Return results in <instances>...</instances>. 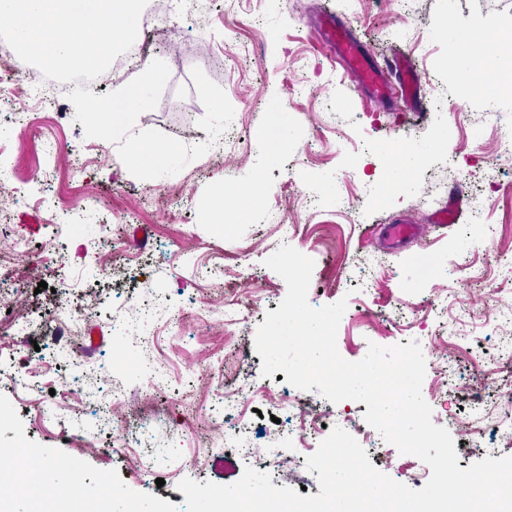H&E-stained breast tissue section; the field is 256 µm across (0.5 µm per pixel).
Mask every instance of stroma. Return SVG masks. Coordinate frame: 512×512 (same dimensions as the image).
<instances>
[{"label":"stroma","mask_w":512,"mask_h":512,"mask_svg":"<svg viewBox=\"0 0 512 512\" xmlns=\"http://www.w3.org/2000/svg\"><path fill=\"white\" fill-rule=\"evenodd\" d=\"M147 43L163 77L150 109L121 135L85 115L123 84L68 90L62 107L30 106L26 123L0 101V181L18 192L0 207V257L19 281L0 294L27 326L0 341V447L33 452L64 472L86 512H185L183 479L230 485L246 468L320 492L292 416L308 402L348 433L366 428L365 403L331 402L261 372L256 331L284 299L264 264L287 244L314 261L308 302L347 299L337 348L417 340L424 386L439 384L432 421L512 413V373L495 364L512 343V90L474 96L450 77L447 28L474 34L512 27V0H172ZM330 15L386 65L406 55L423 111L380 103L322 39ZM288 114V140L268 152L270 114ZM175 147L145 178L125 159L129 140ZM421 154L408 183L388 186L391 149ZM82 149L85 164L70 162ZM239 211L217 227L216 199ZM77 205L79 226L59 236L49 212ZM459 206L446 226L439 210ZM404 218L420 234L397 250L383 228ZM114 243L111 255L100 251ZM60 248L63 271L44 264ZM76 281L96 292L92 309ZM84 334H45L61 314ZM94 374L78 383L81 369ZM240 395L226 414L224 390ZM240 446L228 456L224 447Z\"/></svg>","instance_id":"obj_1"}]
</instances>
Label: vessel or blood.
<instances>
[{"label":"vessel or blood","instance_id":"obj_1","mask_svg":"<svg viewBox=\"0 0 512 512\" xmlns=\"http://www.w3.org/2000/svg\"><path fill=\"white\" fill-rule=\"evenodd\" d=\"M326 34L336 46V54L347 65L349 72L355 75L360 86L368 88L378 101L400 97L411 104H418L420 91L416 69L404 55H397L391 64L393 79H386L383 73L370 61L368 49L356 43L347 29L337 24L335 18H328Z\"/></svg>","mask_w":512,"mask_h":512}]
</instances>
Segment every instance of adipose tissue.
Segmentation results:
<instances>
[{
	"label": "adipose tissue",
	"mask_w": 512,
	"mask_h": 512,
	"mask_svg": "<svg viewBox=\"0 0 512 512\" xmlns=\"http://www.w3.org/2000/svg\"><path fill=\"white\" fill-rule=\"evenodd\" d=\"M93 4L91 11L78 12L70 0H0V16L15 21L9 50L35 57L50 70L104 67L116 45L135 27L141 0H93ZM448 39L453 47L449 73H473L470 88L480 95L503 85L504 77L491 59L499 43L512 41V28L480 35L453 29ZM161 77L158 64L148 65L142 78L126 83L111 100L92 104L91 121L103 124L109 133L122 131L132 112L151 105L144 83Z\"/></svg>",
	"instance_id": "1"
}]
</instances>
